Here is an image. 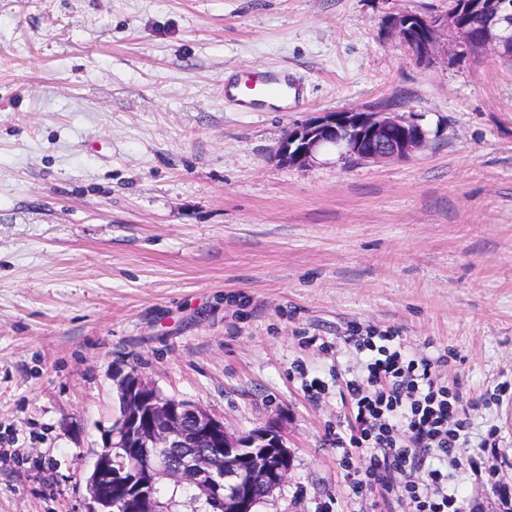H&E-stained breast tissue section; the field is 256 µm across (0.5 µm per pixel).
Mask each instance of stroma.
<instances>
[{
  "mask_svg": "<svg viewBox=\"0 0 512 512\" xmlns=\"http://www.w3.org/2000/svg\"><path fill=\"white\" fill-rule=\"evenodd\" d=\"M448 0H0V512H87L86 477L137 369L293 453L257 512H401L350 495L351 326L455 350L476 398L512 378V66H427L384 19ZM284 66L289 112L224 78ZM401 101L407 161L279 160L318 112ZM319 379L317 398L304 389ZM501 430L512 483V409Z\"/></svg>",
  "mask_w": 512,
  "mask_h": 512,
  "instance_id": "1",
  "label": "stroma"
}]
</instances>
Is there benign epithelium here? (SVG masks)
Returning a JSON list of instances; mask_svg holds the SVG:
<instances>
[{"label":"benign epithelium","mask_w":512,"mask_h":512,"mask_svg":"<svg viewBox=\"0 0 512 512\" xmlns=\"http://www.w3.org/2000/svg\"><path fill=\"white\" fill-rule=\"evenodd\" d=\"M384 27L425 65L447 42L462 53L475 45L499 58L512 54V0H473L465 16L402 11ZM427 144L423 127L396 110L353 106L293 125L277 156L304 167L333 150L352 163L379 164L408 160ZM117 386L121 414L86 479L90 512H164L157 492L167 481L193 489L209 512H256L287 481L292 456L279 430L241 437L201 405L163 395L135 369Z\"/></svg>","instance_id":"benign-epithelium-1"}]
</instances>
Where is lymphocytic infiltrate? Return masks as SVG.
I'll return each mask as SVG.
<instances>
[{
  "mask_svg": "<svg viewBox=\"0 0 512 512\" xmlns=\"http://www.w3.org/2000/svg\"><path fill=\"white\" fill-rule=\"evenodd\" d=\"M344 342L364 355L360 373L345 383L343 396L351 411L333 439L342 451L352 495L379 489L410 512H463V497L446 464L469 447L471 413L482 403L464 399L458 387L449 386L442 374L447 350L434 349L428 339L416 352L389 331L355 329ZM499 447V429L490 427L479 454L466 464L486 473L487 495L500 512H512V486L485 464L499 459ZM419 473L426 474V482L416 481Z\"/></svg>",
  "mask_w": 512,
  "mask_h": 512,
  "instance_id": "lymphocytic-infiltrate-1",
  "label": "lymphocytic infiltrate"
}]
</instances>
